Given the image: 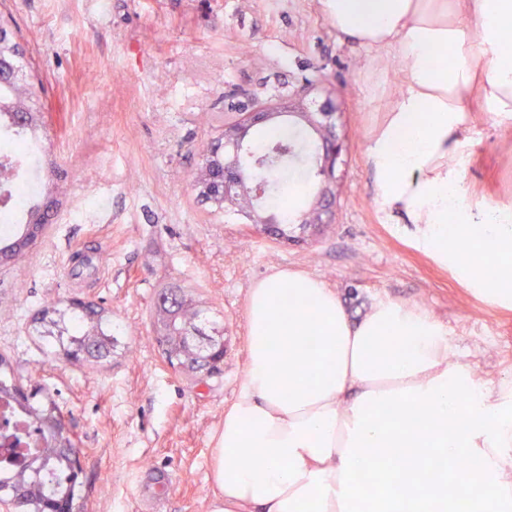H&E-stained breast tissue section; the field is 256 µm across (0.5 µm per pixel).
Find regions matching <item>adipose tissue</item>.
Wrapping results in <instances>:
<instances>
[{
    "mask_svg": "<svg viewBox=\"0 0 512 512\" xmlns=\"http://www.w3.org/2000/svg\"><path fill=\"white\" fill-rule=\"evenodd\" d=\"M321 3L338 31L406 70L368 148L387 220L415 225L417 245L465 283L512 300V224L458 198L453 158L466 99L512 117V56L500 48L512 0ZM468 243L489 253L488 269L468 265ZM247 322L213 512H512V387L478 382L433 315L387 300L354 321L322 279L279 269L250 288ZM380 450L403 460L398 474Z\"/></svg>",
    "mask_w": 512,
    "mask_h": 512,
    "instance_id": "adipose-tissue-1",
    "label": "adipose tissue"
}]
</instances>
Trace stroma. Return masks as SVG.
<instances>
[{"mask_svg":"<svg viewBox=\"0 0 512 512\" xmlns=\"http://www.w3.org/2000/svg\"><path fill=\"white\" fill-rule=\"evenodd\" d=\"M42 86L39 202L57 210L18 265L0 266V359L39 386L79 444L84 512H142L146 477L165 474L161 512H211L215 438L247 367L246 300L277 269L315 275L350 318L380 300L417 304L460 358L512 381V307L386 223L367 152L403 73L394 57L337 32L320 0H0ZM311 87L339 105L344 141L331 222L285 242L198 195L194 147L225 123ZM461 194L512 209V119L465 104ZM192 293L224 330V361L194 384L154 339L158 291ZM94 302L118 346L98 366L54 359L31 327L42 307Z\"/></svg>","mask_w":512,"mask_h":512,"instance_id":"35a3bbf8","label":"stroma"}]
</instances>
